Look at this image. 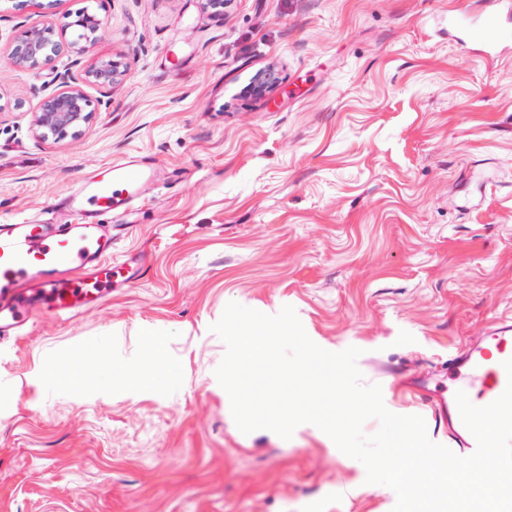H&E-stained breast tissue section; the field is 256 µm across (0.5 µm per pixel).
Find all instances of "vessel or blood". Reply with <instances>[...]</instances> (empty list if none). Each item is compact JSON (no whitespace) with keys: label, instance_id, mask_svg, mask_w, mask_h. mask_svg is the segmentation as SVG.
<instances>
[{"label":"vessel or blood","instance_id":"obj_1","mask_svg":"<svg viewBox=\"0 0 512 512\" xmlns=\"http://www.w3.org/2000/svg\"><path fill=\"white\" fill-rule=\"evenodd\" d=\"M498 4L486 0L480 24L456 15L449 16L448 24L461 42L493 49L512 35L501 21ZM155 176L150 163L129 155L50 203V210L66 213V220L0 224V343L27 335L36 314L46 312L66 322L102 302L115 276L129 269L114 255L115 232L138 209L141 184ZM509 359L511 313L495 318L482 336L441 363V372L454 383V395L431 388L426 377L414 382L456 448L469 454L476 449L475 438L461 420L456 392L475 393L482 406L492 403L507 386L504 363Z\"/></svg>","mask_w":512,"mask_h":512}]
</instances>
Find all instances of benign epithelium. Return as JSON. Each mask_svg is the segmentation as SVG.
Returning <instances> with one entry per match:
<instances>
[{"instance_id":"benign-epithelium-1","label":"benign epithelium","mask_w":512,"mask_h":512,"mask_svg":"<svg viewBox=\"0 0 512 512\" xmlns=\"http://www.w3.org/2000/svg\"><path fill=\"white\" fill-rule=\"evenodd\" d=\"M65 29L73 31V38L65 44L57 39L51 24L16 36L10 43L12 62L30 71H39L52 64L66 48L81 55L98 40L101 20L87 8L78 12ZM126 72L124 62L118 57L99 59L85 70L84 84L114 87L123 82ZM94 118L95 112L90 109L83 84H70L65 79L62 89L45 97L33 112L31 127L37 138L55 143L81 137Z\"/></svg>"}]
</instances>
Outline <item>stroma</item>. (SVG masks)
<instances>
[{"mask_svg":"<svg viewBox=\"0 0 512 512\" xmlns=\"http://www.w3.org/2000/svg\"><path fill=\"white\" fill-rule=\"evenodd\" d=\"M92 7L87 53L39 72L10 43ZM484 0H0V222L48 205L126 155L159 172L115 252L140 270L60 323L0 347V512H392L395 492L313 424L290 439L236 426L213 332L237 302L292 306L364 384L421 416L397 383L512 312V40L459 45L448 14ZM79 139L31 114L101 58ZM264 98L248 86L265 69ZM84 365L81 395L51 369ZM126 72V66L121 58L99 59L85 70L83 83L113 88L123 82Z\"/></svg>","mask_w":512,"mask_h":512,"instance_id":"35a3bbf8","label":"stroma"}]
</instances>
